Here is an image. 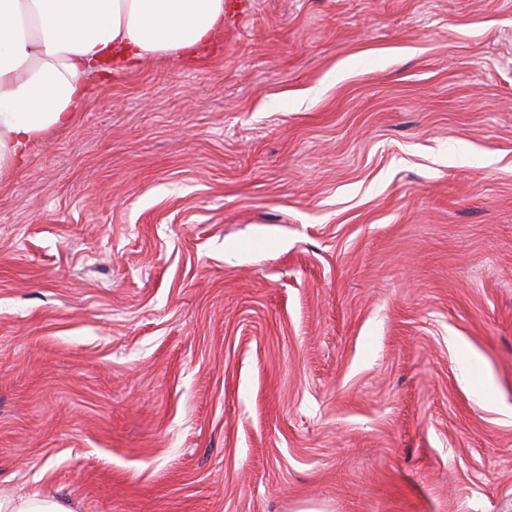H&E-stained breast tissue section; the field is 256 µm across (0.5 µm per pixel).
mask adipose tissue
<instances>
[{"label": "adipose tissue", "mask_w": 512, "mask_h": 512, "mask_svg": "<svg viewBox=\"0 0 512 512\" xmlns=\"http://www.w3.org/2000/svg\"><path fill=\"white\" fill-rule=\"evenodd\" d=\"M231 12L225 0H0V176L72 123L103 61L190 57Z\"/></svg>", "instance_id": "ef3b65f1"}]
</instances>
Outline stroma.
Instances as JSON below:
<instances>
[{
	"mask_svg": "<svg viewBox=\"0 0 512 512\" xmlns=\"http://www.w3.org/2000/svg\"><path fill=\"white\" fill-rule=\"evenodd\" d=\"M512 512V0H247L0 179V495Z\"/></svg>",
	"mask_w": 512,
	"mask_h": 512,
	"instance_id": "1",
	"label": "stroma"
}]
</instances>
